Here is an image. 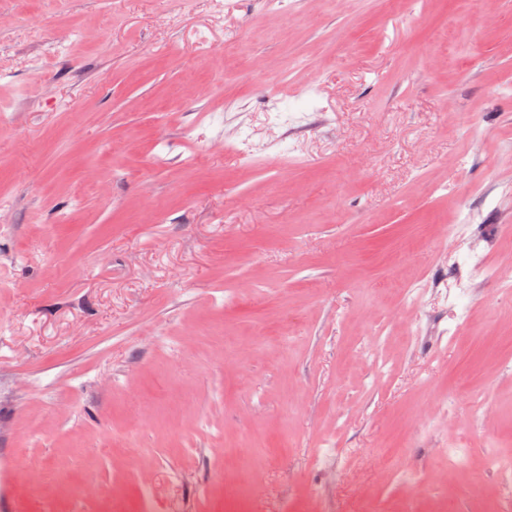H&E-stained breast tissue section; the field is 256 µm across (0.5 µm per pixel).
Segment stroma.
I'll use <instances>...</instances> for the list:
<instances>
[{"label":"stroma","mask_w":512,"mask_h":512,"mask_svg":"<svg viewBox=\"0 0 512 512\" xmlns=\"http://www.w3.org/2000/svg\"><path fill=\"white\" fill-rule=\"evenodd\" d=\"M507 225L512 0H0V512H512Z\"/></svg>","instance_id":"stroma-1"}]
</instances>
